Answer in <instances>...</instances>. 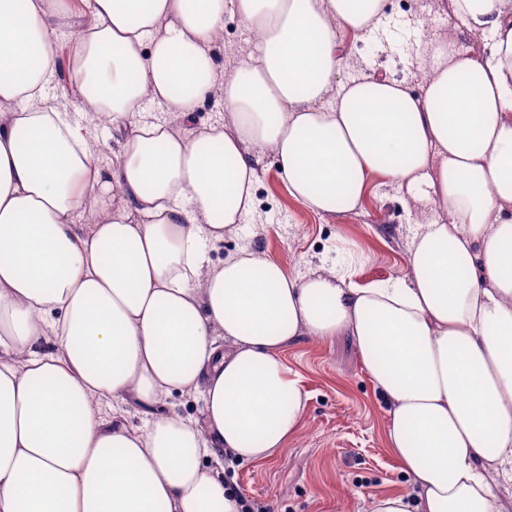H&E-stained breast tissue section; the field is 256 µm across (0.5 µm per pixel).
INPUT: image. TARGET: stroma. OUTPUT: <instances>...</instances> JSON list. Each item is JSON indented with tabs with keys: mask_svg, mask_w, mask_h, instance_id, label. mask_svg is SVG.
Returning a JSON list of instances; mask_svg holds the SVG:
<instances>
[{
	"mask_svg": "<svg viewBox=\"0 0 512 512\" xmlns=\"http://www.w3.org/2000/svg\"><path fill=\"white\" fill-rule=\"evenodd\" d=\"M442 16V0H386L383 25L372 39L352 44L339 74L347 84L362 74L383 70L406 80L414 94L417 33L426 41L446 34L444 24L426 28L425 15ZM259 55L258 41L233 11L224 14L218 62L225 67ZM62 110L90 133L95 160L112 164L118 150L107 128L81 114L70 92V76L57 74L49 87ZM258 206L238 235L208 252L211 262L241 247L265 252L291 274L325 266L344 270L358 285L394 282L407 271L415 225L429 222L423 210L409 213L397 186L373 182L360 210L323 217L292 199L266 157L256 184ZM284 357L303 378L308 392L305 424L271 459L228 463L224 477L238 494L273 505L276 512H370L376 497L411 487L384 442L388 407L364 372L352 337H302Z\"/></svg>",
	"mask_w": 512,
	"mask_h": 512,
	"instance_id": "stroma-1",
	"label": "stroma"
}]
</instances>
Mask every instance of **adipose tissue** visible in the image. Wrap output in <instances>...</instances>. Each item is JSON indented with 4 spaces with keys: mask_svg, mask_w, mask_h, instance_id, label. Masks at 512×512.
Wrapping results in <instances>:
<instances>
[{
    "mask_svg": "<svg viewBox=\"0 0 512 512\" xmlns=\"http://www.w3.org/2000/svg\"><path fill=\"white\" fill-rule=\"evenodd\" d=\"M229 7L262 51L222 72ZM447 8L479 54L448 36L418 56L423 94L369 73L326 108L346 36L377 30L383 0H0V512H240L224 453L262 462L285 446L307 392L284 352L340 332L389 405L386 446L413 485L371 512H503L512 0ZM63 23L71 91L105 115L112 165L48 94ZM216 92L223 123L185 135ZM146 101L161 119H141ZM268 154L317 214L356 210L378 177L428 208L405 277L295 276L249 248L210 264L254 212ZM175 391L202 395L204 422L165 408ZM111 398L153 413L103 414Z\"/></svg>",
    "mask_w": 512,
    "mask_h": 512,
    "instance_id": "obj_1",
    "label": "adipose tissue"
}]
</instances>
